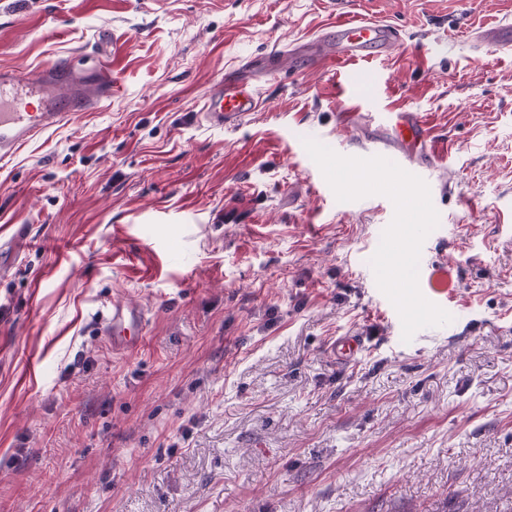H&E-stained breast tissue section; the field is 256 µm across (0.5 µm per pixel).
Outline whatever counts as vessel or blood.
Wrapping results in <instances>:
<instances>
[{"label": "vessel or blood", "instance_id": "b4317fda", "mask_svg": "<svg viewBox=\"0 0 512 512\" xmlns=\"http://www.w3.org/2000/svg\"><path fill=\"white\" fill-rule=\"evenodd\" d=\"M398 29L366 17L338 16L324 38L325 63L343 67L387 54L398 44ZM473 42L479 47L498 50L512 48V20L502 19L492 27L476 31ZM112 65L81 69L69 64L53 65L34 72L0 70V160L11 157L19 148L44 132L74 119L79 113L97 107L112 95ZM260 96L251 70L225 73L212 86L203 117L213 127L234 124L257 109ZM386 145L393 149L400 167L410 157L424 153L434 157V135L424 117L403 110L389 115L385 127ZM419 283L430 298L446 292V270L425 267ZM146 315L141 306L113 302L108 309L105 333L113 349H133L143 333Z\"/></svg>", "mask_w": 512, "mask_h": 512}]
</instances>
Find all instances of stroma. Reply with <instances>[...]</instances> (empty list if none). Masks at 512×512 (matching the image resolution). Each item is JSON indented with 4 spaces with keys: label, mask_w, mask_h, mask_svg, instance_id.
Wrapping results in <instances>:
<instances>
[{
    "label": "stroma",
    "mask_w": 512,
    "mask_h": 512,
    "mask_svg": "<svg viewBox=\"0 0 512 512\" xmlns=\"http://www.w3.org/2000/svg\"><path fill=\"white\" fill-rule=\"evenodd\" d=\"M402 40L373 74L292 64L339 13ZM512 0H0V69L112 63V96L0 160V512H512ZM279 55L235 125L203 107ZM417 168L453 320L402 340L370 259L394 205L337 201L303 140ZM360 114L352 122L342 115ZM142 306L113 352V301ZM363 349L337 359L332 342ZM477 47H489L496 50L512 48V20L504 18L490 28L476 31L472 36ZM389 121L385 127L388 135L385 143L389 149L394 150L397 163L407 168L410 157L419 151L425 157L434 159V139L432 128L419 112L403 110L388 112ZM146 315L141 306L113 301L108 309L105 334L109 336L112 349L132 350L142 336Z\"/></svg>",
    "instance_id": "stroma-1"
}]
</instances>
